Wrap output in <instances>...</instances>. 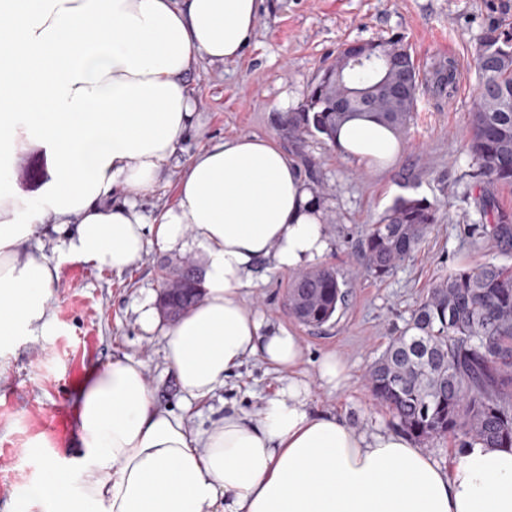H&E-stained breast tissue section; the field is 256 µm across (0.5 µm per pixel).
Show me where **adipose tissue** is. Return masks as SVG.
I'll return each mask as SVG.
<instances>
[{
	"label": "adipose tissue",
	"instance_id": "1",
	"mask_svg": "<svg viewBox=\"0 0 512 512\" xmlns=\"http://www.w3.org/2000/svg\"><path fill=\"white\" fill-rule=\"evenodd\" d=\"M262 2L0 0V346L49 321L58 268L34 241L51 232L118 275L149 244L196 247L198 304L167 326L152 300L139 308L184 399L205 402L251 357L300 364L299 338L243 298L259 261L299 270L329 248L295 161L266 138H225L190 159L172 207L150 221L137 202L200 125L198 59L243 58ZM33 146L48 164L41 193L25 195L14 163ZM336 148L375 169L402 153L368 119L344 124ZM310 401L291 377L259 414L231 407L193 431L155 401L141 361L115 358L82 387L75 469L49 467L19 512H512V448L471 442L444 466L401 432L365 436Z\"/></svg>",
	"mask_w": 512,
	"mask_h": 512
}]
</instances>
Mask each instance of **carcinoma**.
Here are the masks:
<instances>
[{"mask_svg": "<svg viewBox=\"0 0 512 512\" xmlns=\"http://www.w3.org/2000/svg\"><path fill=\"white\" fill-rule=\"evenodd\" d=\"M363 46L364 54L347 63L337 51L307 98L288 113L289 138L300 142L305 134H319L333 142L342 125L360 117L398 136L407 131L419 83L414 59L402 72L392 65L403 49L401 38ZM474 62L488 94L468 112L467 146L481 184V213L493 221L487 236L507 248L512 214L497 208L493 187L512 184V32L488 24ZM438 77L441 86L452 88L460 73L450 62ZM384 78L403 82L407 92L376 89ZM435 221L426 200L395 199L362 242L365 269L378 278L390 274ZM198 269L191 259L162 269L163 283L176 289L174 299L185 312L201 298ZM342 286L331 267L303 274L288 286V310L321 327L343 304ZM367 386L397 427L418 442L461 434L489 448L512 447V267L488 263L434 281L411 322L369 369Z\"/></svg>", "mask_w": 512, "mask_h": 512, "instance_id": "1", "label": "carcinoma"}]
</instances>
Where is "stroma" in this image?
<instances>
[{"instance_id": "35a3bbf8", "label": "stroma", "mask_w": 512, "mask_h": 512, "mask_svg": "<svg viewBox=\"0 0 512 512\" xmlns=\"http://www.w3.org/2000/svg\"><path fill=\"white\" fill-rule=\"evenodd\" d=\"M493 18L512 23V0H263L244 58L224 64L198 59L189 80L204 125L189 133L165 180L139 195L141 212L154 217L174 204L181 173L205 144L239 135L272 139L297 161L317 197L330 242L321 263L344 280L346 302L322 327L301 324L286 305L295 272L261 262L245 300L266 323L299 337L301 364L290 374L250 358L213 398L186 406L164 361L163 337L138 322L140 303L159 294L161 269L174 255L150 245L142 263L118 276L75 259L57 237L43 238L46 255L59 266L52 320L0 349V512H14L19 491L43 480L48 466L68 467L78 448L81 388L91 373L124 354L143 363L156 401L194 430L228 402L258 413L264 398L292 376L310 384L313 409L345 416L367 435L391 427L389 410L365 385L369 366L407 326L436 279L487 263L512 265V248L500 250L483 232L487 220L479 212L480 186L469 176L465 130L479 85L474 48ZM397 36L422 83L393 166L365 168L319 135L299 145L289 139L286 113L306 98L343 45ZM452 55L463 62L460 80L452 96H441L431 76ZM400 196L427 199L437 221L410 260L378 279L365 271L359 246ZM328 351L341 354L350 368L343 389L317 378V361Z\"/></svg>"}]
</instances>
